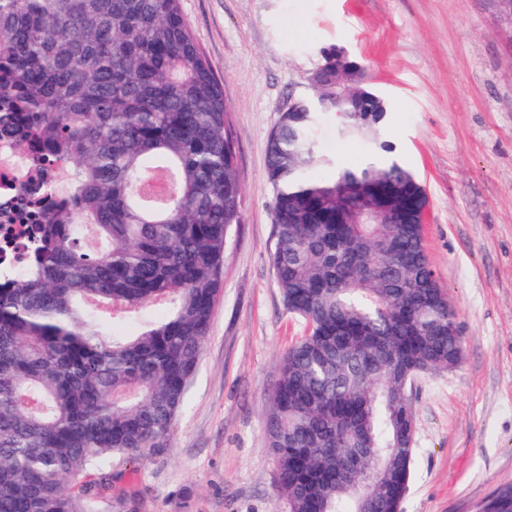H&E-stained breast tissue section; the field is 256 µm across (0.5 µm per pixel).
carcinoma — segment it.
I'll use <instances>...</instances> for the list:
<instances>
[{
	"mask_svg": "<svg viewBox=\"0 0 512 512\" xmlns=\"http://www.w3.org/2000/svg\"><path fill=\"white\" fill-rule=\"evenodd\" d=\"M268 140L277 286L307 332L280 357L265 416L286 512H391L414 458L411 377L463 356L422 216L366 191L427 193L378 139L388 110L336 47ZM358 165L322 154L336 81ZM224 90L180 0H0V135L33 151L31 260L0 280V512H135L115 461L166 445L209 337L241 187ZM62 164L63 179L46 162ZM321 166L322 178L309 171ZM170 177L173 194L143 185ZM106 246L87 249L84 229ZM376 484L360 503L361 474ZM492 512H512V482Z\"/></svg>",
	"mask_w": 512,
	"mask_h": 512,
	"instance_id": "1",
	"label": "carcinoma"
}]
</instances>
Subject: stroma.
<instances>
[{
	"label": "stroma",
	"mask_w": 512,
	"mask_h": 512,
	"mask_svg": "<svg viewBox=\"0 0 512 512\" xmlns=\"http://www.w3.org/2000/svg\"><path fill=\"white\" fill-rule=\"evenodd\" d=\"M222 81L242 188L223 291L170 441L115 463L139 512H275L265 444L281 355L307 331L271 265L268 139L307 94L327 45L347 49L388 104L379 136L424 184L429 262L455 308L461 364L422 374L403 512H471L512 481V22L496 0H180ZM319 146L360 163L336 120Z\"/></svg>",
	"instance_id": "35a3bbf8"
}]
</instances>
